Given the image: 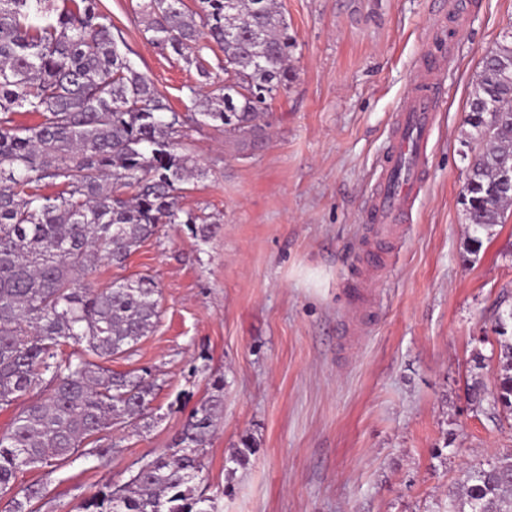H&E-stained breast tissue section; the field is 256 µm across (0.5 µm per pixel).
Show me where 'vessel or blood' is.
Masks as SVG:
<instances>
[{
  "mask_svg": "<svg viewBox=\"0 0 512 512\" xmlns=\"http://www.w3.org/2000/svg\"><path fill=\"white\" fill-rule=\"evenodd\" d=\"M443 67L441 58L425 57L414 85L398 106L389 150L378 163L376 182L362 213L368 240L393 238L408 220L411 204L420 190L426 149L439 109L437 79Z\"/></svg>",
  "mask_w": 512,
  "mask_h": 512,
  "instance_id": "b4317fda",
  "label": "vessel or blood"
}]
</instances>
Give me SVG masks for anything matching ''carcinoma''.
Returning <instances> with one entry per match:
<instances>
[{
    "mask_svg": "<svg viewBox=\"0 0 512 512\" xmlns=\"http://www.w3.org/2000/svg\"><path fill=\"white\" fill-rule=\"evenodd\" d=\"M142 14L152 42L204 78L201 41L224 51V86L199 111L178 114L131 64L100 0H0V409L41 392L0 434L4 512H35L59 462L105 456L90 447L100 434L147 415L150 375L115 373L90 356L125 354L153 331L157 285L140 277L95 288L87 272L101 258L125 262L159 225L181 223L176 193L198 172L186 128L255 138L267 96L293 77L294 38L277 0H199L197 11L143 0ZM21 109L38 121L15 125ZM468 124L484 143L468 157L462 201L475 254L479 233L512 209V31L483 60ZM501 349L493 390L476 380L468 395L512 413V343ZM223 405L221 377L173 447L79 512H211L195 480ZM254 447L242 439L227 462L246 466ZM24 468L43 476L19 486ZM448 512H512V449L469 467L448 491Z\"/></svg>",
    "mask_w": 512,
    "mask_h": 512,
    "instance_id": "cac0c4a2",
    "label": "carcinoma"
}]
</instances>
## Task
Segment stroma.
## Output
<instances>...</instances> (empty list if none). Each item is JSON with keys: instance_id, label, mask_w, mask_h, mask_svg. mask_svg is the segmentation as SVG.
<instances>
[{"instance_id": "1", "label": "stroma", "mask_w": 512, "mask_h": 512, "mask_svg": "<svg viewBox=\"0 0 512 512\" xmlns=\"http://www.w3.org/2000/svg\"><path fill=\"white\" fill-rule=\"evenodd\" d=\"M280 0L295 77L274 93L264 137L248 144L203 126L187 146L202 171L177 199L210 237L163 224L104 288L139 277L160 290L159 319L116 372H150L144 424L119 423L104 458L51 475L37 512H77L170 447L214 377L223 424L195 484L213 512H447L467 466L512 448V414L474 405L472 378L500 370L494 314L512 296V216L478 254L460 202L469 100L482 60L512 29V0ZM140 0H101L129 59L177 111L224 84V54L203 49L209 78L151 44ZM445 57L431 169L412 219L384 246L387 270L360 263L361 213L399 102L426 54ZM367 279L372 315L352 334L346 290ZM255 442L246 467L226 458Z\"/></svg>"}]
</instances>
